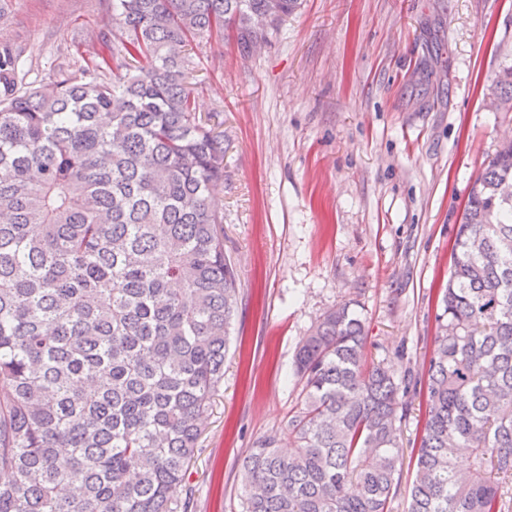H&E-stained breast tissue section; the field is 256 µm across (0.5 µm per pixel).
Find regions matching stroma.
<instances>
[{
  "label": "stroma",
  "mask_w": 512,
  "mask_h": 512,
  "mask_svg": "<svg viewBox=\"0 0 512 512\" xmlns=\"http://www.w3.org/2000/svg\"><path fill=\"white\" fill-rule=\"evenodd\" d=\"M267 43L193 44L198 112L224 135V255L238 295L221 383L179 496L242 512L241 459L301 405L317 319L352 301L368 357L420 373L471 187L512 111V0H300ZM112 0H10L0 42L32 85L118 47Z\"/></svg>",
  "instance_id": "obj_1"
}]
</instances>
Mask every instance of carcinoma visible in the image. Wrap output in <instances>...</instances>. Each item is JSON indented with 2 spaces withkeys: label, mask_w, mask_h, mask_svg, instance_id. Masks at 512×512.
<instances>
[{
  "label": "carcinoma",
  "mask_w": 512,
  "mask_h": 512,
  "mask_svg": "<svg viewBox=\"0 0 512 512\" xmlns=\"http://www.w3.org/2000/svg\"><path fill=\"white\" fill-rule=\"evenodd\" d=\"M298 0H112L121 57L26 87L0 43V512H188L177 497L224 380L239 288L210 205L224 135L196 115L190 42L239 52ZM268 16L260 34L254 20ZM149 57L133 70L126 59ZM126 69L107 78L110 65ZM512 105V68L496 80ZM512 141L452 247L408 512H509ZM344 303L295 356L305 397L241 460L244 512H390L409 386ZM288 433L295 448H278Z\"/></svg>",
  "instance_id": "1"
}]
</instances>
